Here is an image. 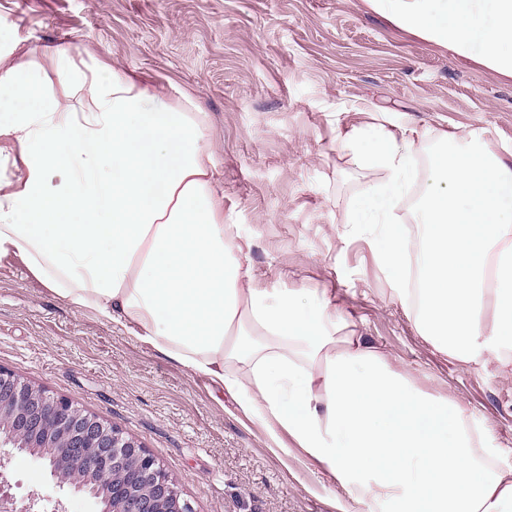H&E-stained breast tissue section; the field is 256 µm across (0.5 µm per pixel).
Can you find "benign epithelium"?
Masks as SVG:
<instances>
[{"mask_svg": "<svg viewBox=\"0 0 512 512\" xmlns=\"http://www.w3.org/2000/svg\"><path fill=\"white\" fill-rule=\"evenodd\" d=\"M43 460L59 486L89 491L98 512H193L156 460L115 427L0 368V447ZM0 454V512H38L17 500Z\"/></svg>", "mask_w": 512, "mask_h": 512, "instance_id": "benign-epithelium-1", "label": "benign epithelium"}]
</instances>
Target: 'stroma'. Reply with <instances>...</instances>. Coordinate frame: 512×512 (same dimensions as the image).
Instances as JSON below:
<instances>
[{"label": "stroma", "mask_w": 512, "mask_h": 512, "mask_svg": "<svg viewBox=\"0 0 512 512\" xmlns=\"http://www.w3.org/2000/svg\"><path fill=\"white\" fill-rule=\"evenodd\" d=\"M18 44L0 64L32 60L55 91L53 53L157 89L204 121L224 186V215L250 241L261 288L334 292L361 336L421 385L446 389L472 419L512 439V381L497 362L439 353L392 298L364 241H345L356 201L383 180L340 150L349 125L417 128L415 185L426 188L449 136L467 133L512 162V77L408 30L367 0H0ZM0 368L71 402L142 446L194 512H338L342 490L294 444L225 390L91 312L74 310L0 258ZM17 499L97 512L43 462L11 453Z\"/></svg>", "instance_id": "35a3bbf8"}]
</instances>
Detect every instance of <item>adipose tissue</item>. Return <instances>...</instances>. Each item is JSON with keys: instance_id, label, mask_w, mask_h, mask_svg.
I'll use <instances>...</instances> for the list:
<instances>
[{"instance_id": "ef3b65f1", "label": "adipose tissue", "mask_w": 512, "mask_h": 512, "mask_svg": "<svg viewBox=\"0 0 512 512\" xmlns=\"http://www.w3.org/2000/svg\"><path fill=\"white\" fill-rule=\"evenodd\" d=\"M374 10L512 76V0L484 24L476 0H369ZM58 97L42 67L0 70V256L75 310L220 384L271 438L287 432L342 486L340 512H512V449L452 395L419 386L371 348L329 298L255 287L249 244L224 221L214 150L193 114L117 69L72 72ZM386 178L353 210L393 297L441 354L500 362L512 380V166L477 141L449 144L421 198L418 250L394 214L419 132L352 125L337 138ZM361 151V150H360Z\"/></svg>"}]
</instances>
